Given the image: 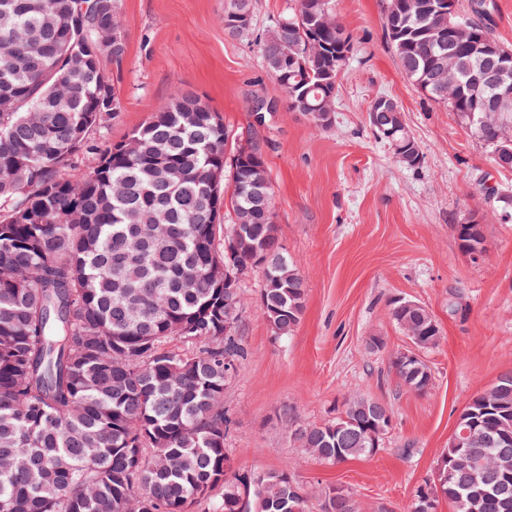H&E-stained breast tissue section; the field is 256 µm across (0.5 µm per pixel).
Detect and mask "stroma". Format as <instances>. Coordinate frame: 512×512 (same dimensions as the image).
<instances>
[{"instance_id":"1","label":"stroma","mask_w":512,"mask_h":512,"mask_svg":"<svg viewBox=\"0 0 512 512\" xmlns=\"http://www.w3.org/2000/svg\"><path fill=\"white\" fill-rule=\"evenodd\" d=\"M384 3L333 0L358 51L339 79L335 121L319 130L282 101L266 125L251 120L253 101L277 94L257 34L294 0H255L254 31L244 36L225 31V0H122L127 51L110 70L121 110L107 138L123 140L180 88L219 112L236 143L259 149L277 232L307 296L299 324L280 340L257 308L260 273L242 278L236 335L247 356L224 393L233 467L345 487L361 512H409L463 408L512 374V223L489 220L478 262L454 232L486 212L483 186L512 189V169L498 168L446 106L402 75L382 28ZM378 96L399 104L423 154L418 169L400 166L371 131L367 108ZM399 298L425 306L442 331L422 354L434 378L423 395L401 387L393 366L410 346L390 317ZM351 397L378 400L391 414L374 454L329 464L289 440L288 424L332 420Z\"/></svg>"}]
</instances>
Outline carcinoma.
<instances>
[{"instance_id": "1", "label": "carcinoma", "mask_w": 512, "mask_h": 512, "mask_svg": "<svg viewBox=\"0 0 512 512\" xmlns=\"http://www.w3.org/2000/svg\"><path fill=\"white\" fill-rule=\"evenodd\" d=\"M386 0L382 23L400 70L424 95L448 107L492 156L512 153V103L507 112H475L470 94L424 85L425 72L448 44L425 40L442 24L412 12L390 33ZM481 0L456 3L481 41L499 43L475 14ZM124 30L120 0H0V455L22 466L0 468V512H188L215 487H224L222 512H359L339 486L307 491L290 471L263 474L233 469L224 441L232 420L224 390L245 358L239 338L224 335V319L240 313L241 293L224 295L213 267L224 261L236 224H220L221 210L237 216L256 207L257 192L272 195L258 148L230 167V195L212 168L224 160L228 129L194 94L178 90L123 142L108 144L117 115L115 87L94 68L69 77L65 56L94 42L93 28ZM293 34L303 64L280 59ZM347 33L332 9L316 30L296 12L273 22L259 38L263 66L288 108L327 129L318 115L336 94L347 60ZM373 133L407 147L406 168L422 152L402 111ZM491 214L512 223V194L485 191ZM252 249L232 251L234 265H262L258 308L274 335L286 338L300 322L306 286L279 239L275 215L258 214ZM470 254L485 242L484 226L457 236ZM391 317L408 339L420 333L429 350L441 329L426 308ZM180 347L172 348L170 343ZM401 385L414 393L433 385L418 355L398 352ZM390 417L370 398L351 397L333 420L294 424L290 440L326 463L376 452L371 426ZM469 447H448L432 482L419 487L410 512H436L439 500L455 512H512V375L477 393L459 416ZM455 463L445 481L448 462Z\"/></svg>"}]
</instances>
